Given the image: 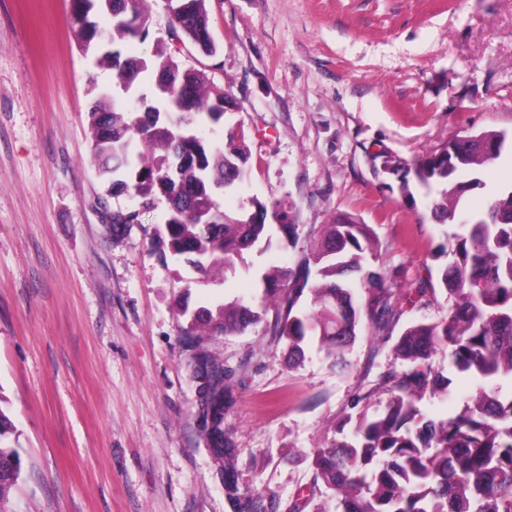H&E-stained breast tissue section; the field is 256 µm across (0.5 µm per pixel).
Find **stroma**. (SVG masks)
I'll list each match as a JSON object with an SVG mask.
<instances>
[{
    "mask_svg": "<svg viewBox=\"0 0 512 512\" xmlns=\"http://www.w3.org/2000/svg\"><path fill=\"white\" fill-rule=\"evenodd\" d=\"M218 52L181 51L241 103L249 181L224 206L283 202L295 246L247 253L217 290L158 245L164 206L135 209L96 175L87 112L114 70L83 48L70 0H0V408L16 425L12 512H238L199 433L198 383L176 303L216 292L260 304L254 271L291 266L323 224L358 215L374 265L398 285L438 278L447 240L416 163L470 129L512 133V0H209ZM405 166L408 192L385 170ZM394 343L363 328L340 370L288 361L267 323L218 338L234 376L224 411L238 484L259 512H288L314 449L377 379Z\"/></svg>",
    "mask_w": 512,
    "mask_h": 512,
    "instance_id": "obj_1",
    "label": "stroma"
}]
</instances>
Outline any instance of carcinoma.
Wrapping results in <instances>:
<instances>
[{"instance_id":"carcinoma-1","label":"carcinoma","mask_w":512,"mask_h":512,"mask_svg":"<svg viewBox=\"0 0 512 512\" xmlns=\"http://www.w3.org/2000/svg\"><path fill=\"white\" fill-rule=\"evenodd\" d=\"M141 0H72V20L82 44L108 46L100 62L117 72L125 90L140 78L154 80L158 105L103 96L88 112L98 176L109 195L128 193L140 207L167 205L163 244L200 275V283L220 286L223 272L250 250L272 245V218L293 245L296 218L279 201L251 200L248 219L224 209L223 197L250 174L242 126L231 119L235 102L202 69H183L176 52L159 45L153 58L128 57L121 45L143 43L149 17ZM208 0H179L169 31L205 56L217 51ZM98 10L111 24L89 20ZM135 22L140 34L119 37L116 29ZM202 125L222 130L214 141ZM512 143L495 129L449 139L417 164L426 186H438L431 214L451 226L447 261L440 283L448 311L436 321L407 322L394 345V362L375 387L351 401L356 413L336 425L340 438L314 450L315 480L288 512H512V186L488 189L479 212L463 211L465 194L487 189L481 178ZM375 241L368 225L339 213L323 226L307 256L293 267L271 266L260 276L261 308L240 299L215 300L189 309L178 301L180 327L195 378L204 381L211 414L202 418V435L224 476V490L240 512H251L254 495L239 487L231 460L234 448L224 437V396L232 371L216 365L208 342L243 332L272 313L273 336L286 340L288 359L304 357L316 346L341 364L361 325L386 338L409 311L430 306L429 280L398 290L394 280L372 268ZM448 352V368L476 382L457 411L442 417L420 407L426 396L443 400L452 380L434 366L433 356ZM14 424L0 409V512H9L10 494L21 476Z\"/></svg>"}]
</instances>
